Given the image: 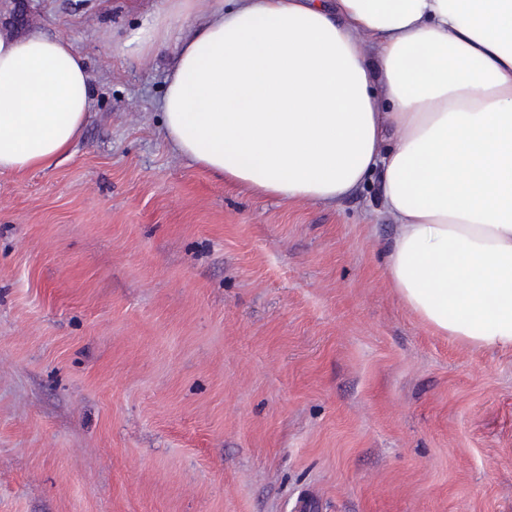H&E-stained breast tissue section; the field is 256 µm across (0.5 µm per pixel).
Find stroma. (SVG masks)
I'll list each match as a JSON object with an SVG mask.
<instances>
[{"mask_svg": "<svg viewBox=\"0 0 512 512\" xmlns=\"http://www.w3.org/2000/svg\"><path fill=\"white\" fill-rule=\"evenodd\" d=\"M151 0H0L94 92L67 159L0 175V512H512V351L435 335L395 227L258 198L172 150Z\"/></svg>", "mask_w": 512, "mask_h": 512, "instance_id": "35a3bbf8", "label": "stroma"}]
</instances>
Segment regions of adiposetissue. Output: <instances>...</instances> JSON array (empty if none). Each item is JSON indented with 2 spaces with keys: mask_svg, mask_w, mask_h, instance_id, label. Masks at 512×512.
<instances>
[{
  "mask_svg": "<svg viewBox=\"0 0 512 512\" xmlns=\"http://www.w3.org/2000/svg\"><path fill=\"white\" fill-rule=\"evenodd\" d=\"M164 49L177 153L279 201L377 181L401 302L438 335L512 349V0H161L119 50ZM92 101L71 38L0 36V174L67 155Z\"/></svg>",
  "mask_w": 512,
  "mask_h": 512,
  "instance_id": "obj_1",
  "label": "adipose tissue"
}]
</instances>
